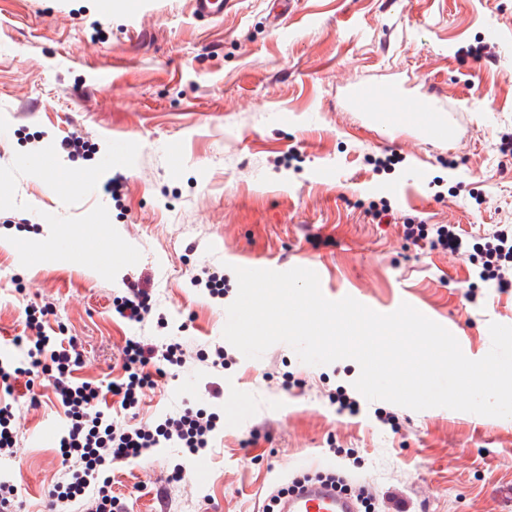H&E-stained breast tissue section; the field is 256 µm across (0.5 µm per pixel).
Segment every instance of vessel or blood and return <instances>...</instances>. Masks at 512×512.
<instances>
[{
  "label": "vessel or blood",
  "mask_w": 512,
  "mask_h": 512,
  "mask_svg": "<svg viewBox=\"0 0 512 512\" xmlns=\"http://www.w3.org/2000/svg\"><path fill=\"white\" fill-rule=\"evenodd\" d=\"M353 110L367 113L373 125L384 131L413 130L425 141L452 140L454 130L442 112L437 94H407L404 85H357L348 93ZM280 512H357V504L327 482H310L285 496Z\"/></svg>",
  "instance_id": "1"
}]
</instances>
